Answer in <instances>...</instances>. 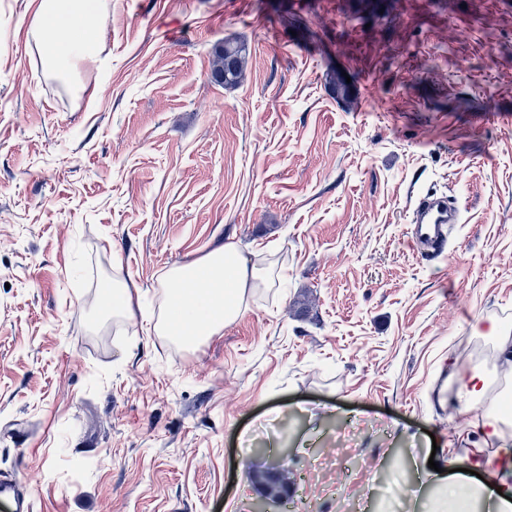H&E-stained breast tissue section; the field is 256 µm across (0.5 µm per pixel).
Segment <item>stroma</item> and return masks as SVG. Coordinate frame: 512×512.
Returning <instances> with one entry per match:
<instances>
[{
	"instance_id": "35a3bbf8",
	"label": "stroma",
	"mask_w": 512,
	"mask_h": 512,
	"mask_svg": "<svg viewBox=\"0 0 512 512\" xmlns=\"http://www.w3.org/2000/svg\"><path fill=\"white\" fill-rule=\"evenodd\" d=\"M31 14L0 0V477L33 512H250L270 473L305 512H439L486 410L449 364L512 392L472 330L512 333V0H112L79 94ZM428 192L461 211L440 257L408 237ZM230 240L273 272L241 316L148 332ZM212 78L224 86H237L243 76L246 63V49L236 41L224 40L213 49ZM101 309L112 312L113 319H127L133 313V296L121 266H114L112 272V295L106 293L101 301ZM448 381L457 386L458 400L465 407L478 405L486 397L488 380L479 369L463 370L452 363L448 367Z\"/></svg>"
}]
</instances>
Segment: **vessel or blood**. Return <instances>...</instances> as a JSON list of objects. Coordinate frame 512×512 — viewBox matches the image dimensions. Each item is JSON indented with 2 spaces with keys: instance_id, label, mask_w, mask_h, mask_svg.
<instances>
[{
  "instance_id": "obj_1",
  "label": "vessel or blood",
  "mask_w": 512,
  "mask_h": 512,
  "mask_svg": "<svg viewBox=\"0 0 512 512\" xmlns=\"http://www.w3.org/2000/svg\"><path fill=\"white\" fill-rule=\"evenodd\" d=\"M460 221V211L452 203L438 197H423L418 201L409 237L419 249L438 255L453 225ZM0 506L6 507L7 512H30L31 509L30 501L13 479L0 480Z\"/></svg>"
}]
</instances>
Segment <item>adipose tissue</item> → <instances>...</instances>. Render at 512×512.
I'll list each match as a JSON object with an SVG mask.
<instances>
[{
  "label": "adipose tissue",
  "instance_id": "ef3b65f1",
  "mask_svg": "<svg viewBox=\"0 0 512 512\" xmlns=\"http://www.w3.org/2000/svg\"><path fill=\"white\" fill-rule=\"evenodd\" d=\"M31 6L26 35L42 48L47 74L75 80L81 65L97 59L84 35L103 20L99 0H31ZM258 279L256 270L231 242L214 249L198 264L170 269L163 276L168 288L152 329L182 346L216 335L238 318L248 289L255 287ZM472 425L478 447L497 446L484 461V468L512 469V448L501 444L502 430L495 415L475 418Z\"/></svg>",
  "mask_w": 512,
  "mask_h": 512
}]
</instances>
